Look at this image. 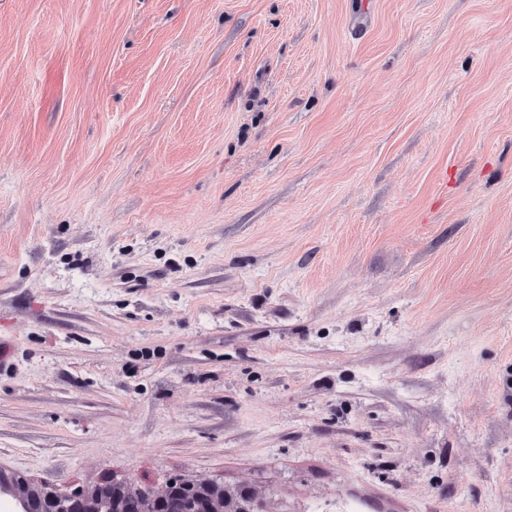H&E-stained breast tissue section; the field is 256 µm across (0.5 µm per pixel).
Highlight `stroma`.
I'll return each mask as SVG.
<instances>
[{
  "mask_svg": "<svg viewBox=\"0 0 512 512\" xmlns=\"http://www.w3.org/2000/svg\"><path fill=\"white\" fill-rule=\"evenodd\" d=\"M0 466L512 512V0H0Z\"/></svg>",
  "mask_w": 512,
  "mask_h": 512,
  "instance_id": "35a3bbf8",
  "label": "stroma"
}]
</instances>
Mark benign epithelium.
Returning <instances> with one entry per match:
<instances>
[{"label":"benign epithelium","instance_id":"1","mask_svg":"<svg viewBox=\"0 0 512 512\" xmlns=\"http://www.w3.org/2000/svg\"><path fill=\"white\" fill-rule=\"evenodd\" d=\"M8 495V512H270L265 499L246 487L228 488L169 477L159 489L104 478L91 488L63 493L49 484L0 469V497Z\"/></svg>","mask_w":512,"mask_h":512}]
</instances>
